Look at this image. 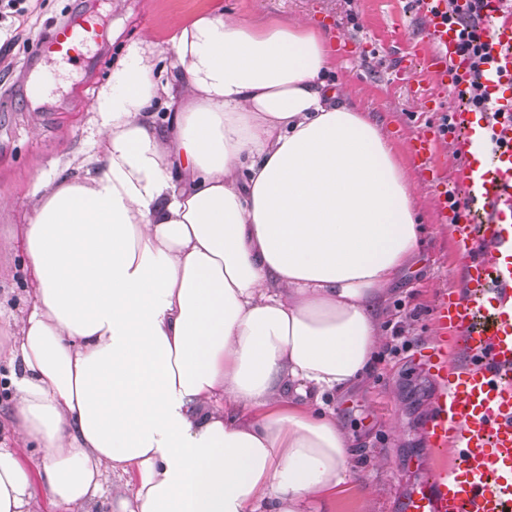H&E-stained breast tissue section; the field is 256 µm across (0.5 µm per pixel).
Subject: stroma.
Masks as SVG:
<instances>
[{
    "label": "stroma",
    "mask_w": 512,
    "mask_h": 512,
    "mask_svg": "<svg viewBox=\"0 0 512 512\" xmlns=\"http://www.w3.org/2000/svg\"><path fill=\"white\" fill-rule=\"evenodd\" d=\"M217 7L247 23L303 18L328 33L336 56L332 80L369 113L414 184L422 244L384 304L392 328L389 345L367 379L337 395L334 405L337 421L353 437L358 479L374 492L368 497L343 493L331 512H401L404 494L428 464L422 425L433 386L417 358L436 341L433 309L442 291L457 289L459 260L434 198L454 188L461 158L452 141L439 142L441 177L432 181L409 150L416 136L436 131L442 113L458 104L418 63L430 42L415 0H44L32 34L10 48V70H0V197L13 202L0 210V239L23 223L27 205L60 175L61 163L92 154L97 126L90 105L112 76L117 49L145 34L166 45L172 20L187 21ZM81 14L93 16L109 34L106 45L91 42L84 48L85 55L97 58V71L36 55L38 38L48 36L55 23ZM46 70L55 75L51 91L31 98L30 80ZM427 97L436 100V111L424 109ZM24 288L21 252L1 249L0 318L11 319L28 305ZM394 344L400 353H391Z\"/></svg>",
    "instance_id": "obj_1"
}]
</instances>
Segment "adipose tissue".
Segmentation results:
<instances>
[{
  "label": "adipose tissue",
  "mask_w": 512,
  "mask_h": 512,
  "mask_svg": "<svg viewBox=\"0 0 512 512\" xmlns=\"http://www.w3.org/2000/svg\"><path fill=\"white\" fill-rule=\"evenodd\" d=\"M135 42L91 104L92 155L19 227L0 512H330L364 380L421 246L414 186L327 79L328 38L221 11Z\"/></svg>",
  "instance_id": "1"
}]
</instances>
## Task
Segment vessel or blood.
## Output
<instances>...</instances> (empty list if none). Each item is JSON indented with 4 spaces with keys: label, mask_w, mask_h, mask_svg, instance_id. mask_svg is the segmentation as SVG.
I'll list each match as a JSON object with an SVG mask.
<instances>
[{
    "label": "vessel or blood",
    "mask_w": 512,
    "mask_h": 512,
    "mask_svg": "<svg viewBox=\"0 0 512 512\" xmlns=\"http://www.w3.org/2000/svg\"><path fill=\"white\" fill-rule=\"evenodd\" d=\"M426 24L435 52L424 64L438 83L453 87L466 70L455 35L443 20L446 0H428ZM493 90L512 104V5L490 0ZM102 30L85 17L57 27L37 50L70 61ZM448 136L463 159L455 196L440 193L437 206L449 235L464 249L460 288L434 309L440 334L456 330L464 360L449 368L447 345L424 355L434 385L424 434L433 454L430 475L410 489L403 512H512V121L489 125L482 114L450 113ZM435 137L417 136L411 151L430 169ZM456 479H449V472Z\"/></svg>",
    "instance_id": "obj_1"
}]
</instances>
